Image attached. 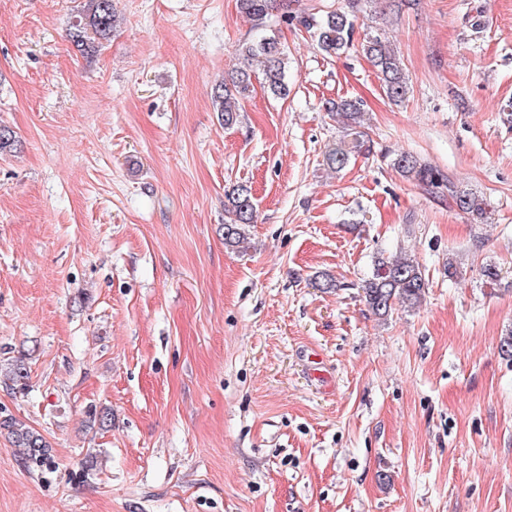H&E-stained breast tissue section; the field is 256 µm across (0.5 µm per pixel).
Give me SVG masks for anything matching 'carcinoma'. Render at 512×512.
Returning a JSON list of instances; mask_svg holds the SVG:
<instances>
[{
  "instance_id": "1",
  "label": "carcinoma",
  "mask_w": 512,
  "mask_h": 512,
  "mask_svg": "<svg viewBox=\"0 0 512 512\" xmlns=\"http://www.w3.org/2000/svg\"><path fill=\"white\" fill-rule=\"evenodd\" d=\"M239 13L246 17L258 36L240 42L235 49L239 66L215 84L211 94L212 107L226 128L239 122L241 102L253 86L254 71H261L262 84L268 93L281 97L288 92V51L279 31L269 24L278 14L286 24L296 23L312 32L318 47L327 55H338L353 45L354 15L345 10H332L320 16L305 15L293 10L288 0H237ZM117 25L114 0H86L83 9L69 29V40L82 53L96 51L102 42L111 38ZM361 51L376 69L385 97L394 104L405 101L410 84L397 53L382 39L380 33H367L360 44ZM326 111L342 116L347 126L355 130L350 141H340L326 150L324 159L329 168L340 172L348 165L354 153H368L370 146L360 131L364 123V104L358 99H341L326 103ZM18 138L6 125L0 124V155L17 149ZM391 167L400 175L426 185H437L443 180L436 169L421 162L410 152L395 155ZM451 197L458 210L475 219L484 220L490 204L482 197L466 190L455 189ZM256 204L252 187L237 183L224 190V245L237 247L244 240L243 226L255 223ZM428 283L415 258L406 254L393 258H379L370 277L362 285L368 309L375 316L388 315L401 303L412 307L420 302ZM13 439L22 450L25 463L39 468L50 458V445L42 434L11 417L0 418V431Z\"/></svg>"
}]
</instances>
